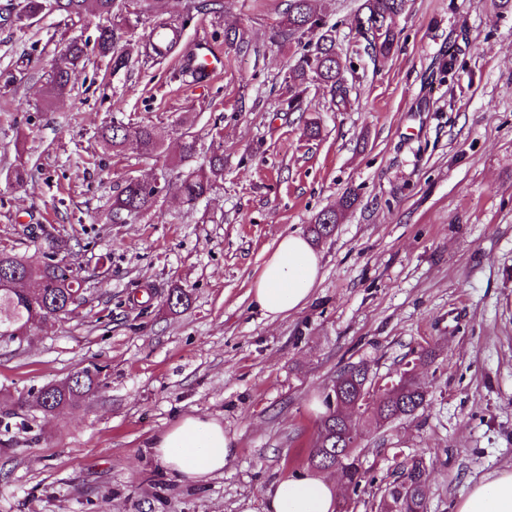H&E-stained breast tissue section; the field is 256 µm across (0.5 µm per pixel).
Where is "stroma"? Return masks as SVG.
Segmentation results:
<instances>
[{"label": "stroma", "mask_w": 512, "mask_h": 512, "mask_svg": "<svg viewBox=\"0 0 512 512\" xmlns=\"http://www.w3.org/2000/svg\"><path fill=\"white\" fill-rule=\"evenodd\" d=\"M362 2L317 0L347 101L332 106L311 82L301 112L279 95L302 48L268 39L286 0H225L220 13L166 0L191 16L170 53L116 75L89 55L53 100L56 60L68 42L94 41L98 18L0 21V246L31 256L44 234L66 240L86 286L68 317L0 342V512H240L247 500L264 512L272 482L309 470L330 380L360 362L395 378L417 361L429 403L380 429L355 415L366 478L338 495L352 512H370L396 459L416 453L431 462L428 512H454L474 483L512 468V8L408 0L382 57L355 33ZM229 27L247 50H227ZM202 38L224 66L196 83L180 68ZM112 121L153 126L161 153L131 142L112 154L97 136ZM185 131L196 165L223 145V181L195 205L173 192L112 223L128 178L176 177ZM332 209L341 219L313 245L308 302L266 318L250 289L277 238ZM144 288L145 310L132 301ZM173 288L190 295L176 314ZM86 367L103 384L92 400L53 413L18 404ZM190 414L221 421L236 455L223 474L184 483L152 445Z\"/></svg>", "instance_id": "1"}]
</instances>
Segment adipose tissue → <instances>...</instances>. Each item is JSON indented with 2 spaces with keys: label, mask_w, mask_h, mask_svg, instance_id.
<instances>
[{
  "label": "adipose tissue",
  "mask_w": 512,
  "mask_h": 512,
  "mask_svg": "<svg viewBox=\"0 0 512 512\" xmlns=\"http://www.w3.org/2000/svg\"><path fill=\"white\" fill-rule=\"evenodd\" d=\"M319 273V259L306 238L280 236L251 290L256 307L275 319L307 303ZM160 463L178 480L196 481L223 473L236 449L214 419L186 416L153 442ZM266 512H336L335 482L316 472L285 476L265 492ZM455 512H512V468L475 484Z\"/></svg>",
  "instance_id": "obj_1"
}]
</instances>
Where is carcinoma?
Wrapping results in <instances>:
<instances>
[{
    "mask_svg": "<svg viewBox=\"0 0 512 512\" xmlns=\"http://www.w3.org/2000/svg\"><path fill=\"white\" fill-rule=\"evenodd\" d=\"M315 0H288L281 21L271 28L269 39L273 43L304 44V53L299 57L292 75L282 87V105L287 112L303 111L307 81L323 84L330 88L331 102L338 105L346 99V88L339 82L343 67L340 54L336 51V37L314 7ZM136 8L129 10L124 0H23L17 19L35 18L44 13L65 14L82 18L96 15L107 20V24L97 26L96 47L99 54L108 59L112 73L117 74L128 67L130 53L116 48L115 23L128 29L135 28L132 21L146 17L153 21L152 29H165L170 38L164 44L153 40L143 43L141 55L146 58L163 57L178 43L182 23L178 16L163 10L162 0H135ZM406 0H364L358 9L355 30L365 41L371 54L386 56L393 50L397 34L390 25L393 17L401 14ZM66 70L56 72L48 81L46 98L52 100L65 94L75 77L85 55V47L76 40L67 48ZM100 140L113 152H121L128 140L132 139L146 157L160 153L161 143L149 125H139L133 129L121 123L105 125L99 130ZM198 153V139L189 132L180 138L179 162L186 167L181 175L179 191L185 201L195 204L207 197L216 181L224 178V153H213L208 164L198 168L190 163ZM158 196L148 186L128 180L112 197L110 207L114 224L126 219L144 215L155 206ZM340 213L327 210L317 215L310 232L317 240L334 232ZM43 260L33 261L12 252L0 250V339H13L14 332L27 326L35 319L66 318L81 303L85 302L86 289L82 287L69 267L57 256L69 250L64 240L49 234L44 237ZM190 297L186 290L173 288L169 291L166 303L176 311L189 305ZM353 365L341 369L332 380L329 391L333 392L335 404L325 405V413L320 419L310 462L321 469L326 465L340 464L348 485L352 490L360 489L364 472L359 454L348 450L353 444L349 433L353 429L350 417L344 408L358 405V409L369 413V418L377 427H382L398 419L412 417L428 404V393L413 377L402 380L400 389L393 393L376 392L367 395L360 391L359 381L370 373L365 364L358 365L360 376L352 379L348 371ZM99 373L82 369L71 374L69 384L62 390L48 396L39 389L34 394L37 405L43 410H53L84 401L97 394ZM429 460L425 454H415L401 465V483L393 482L387 489V497L395 512L426 508L423 476Z\"/></svg>",
    "mask_w": 512,
    "mask_h": 512,
    "instance_id": "obj_1",
    "label": "carcinoma"
}]
</instances>
